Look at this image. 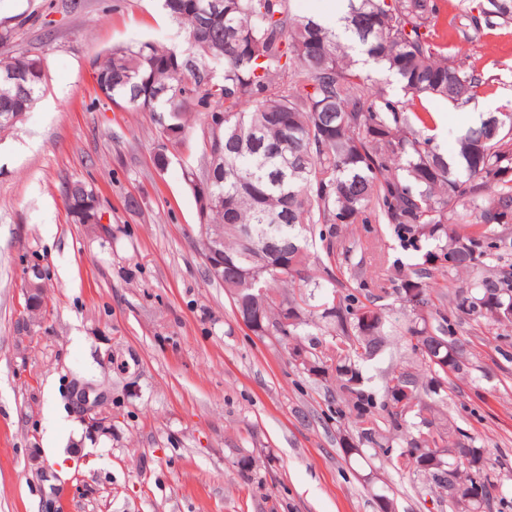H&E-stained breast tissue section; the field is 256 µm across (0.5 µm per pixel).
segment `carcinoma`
Returning <instances> with one entry per match:
<instances>
[{
  "label": "carcinoma",
  "instance_id": "1",
  "mask_svg": "<svg viewBox=\"0 0 512 512\" xmlns=\"http://www.w3.org/2000/svg\"><path fill=\"white\" fill-rule=\"evenodd\" d=\"M185 0H163L168 17L184 26L188 48L151 42L113 48L97 63L96 83L112 105L159 114L158 167L167 145L181 144L191 123L224 113L220 133L203 131L204 165L190 183L199 221L223 229L224 254L238 272L224 282L250 285L232 298L245 313L263 288L267 327L292 312L288 335L307 341L298 367L324 372L358 426L344 452L361 466L391 459L395 470L448 491V512H464L467 486L479 483L481 509L491 507L497 482L487 450L435 413L429 403L450 377L468 375V342L454 335L451 317L467 315L486 327L512 323V122L498 131L488 122L469 127L448 158L433 144L431 99L467 102L490 88L484 71L454 59L431 28L438 0H348L345 31L365 62L394 76L403 97L373 89L336 31L295 14L291 0H224V19L209 28L183 10ZM457 7L471 37L512 22V0H486L478 14ZM223 64V76L212 63ZM168 92L154 98V90ZM43 81L18 88L0 81V113L29 112ZM78 224L99 223L92 187L82 180L64 189ZM383 224L407 248L430 250L415 263L390 262L393 300L406 311L400 341L416 365L385 376L381 394L365 388L357 363L375 357L393 327L380 289L356 270L336 275V260L351 261L343 228ZM267 242L288 246V269L257 259ZM330 289L325 308L309 304L310 271ZM465 273L466 286L454 278ZM453 291V310L445 306ZM374 314L365 322L360 314Z\"/></svg>",
  "mask_w": 512,
  "mask_h": 512
}]
</instances>
